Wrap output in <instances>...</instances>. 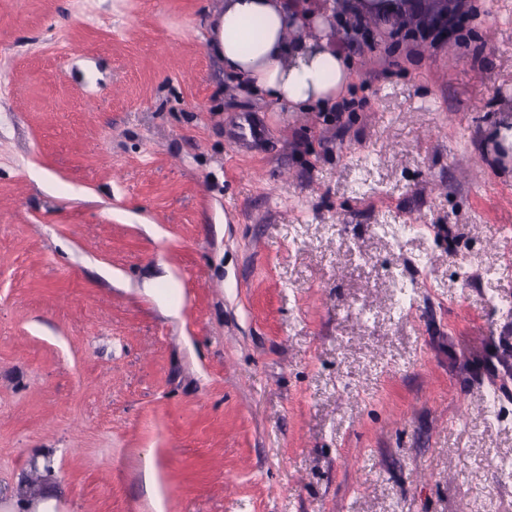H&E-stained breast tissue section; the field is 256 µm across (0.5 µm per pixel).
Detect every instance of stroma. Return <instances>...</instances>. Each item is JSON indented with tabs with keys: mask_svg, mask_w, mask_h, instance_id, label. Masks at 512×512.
I'll list each match as a JSON object with an SVG mask.
<instances>
[{
	"mask_svg": "<svg viewBox=\"0 0 512 512\" xmlns=\"http://www.w3.org/2000/svg\"><path fill=\"white\" fill-rule=\"evenodd\" d=\"M221 2L0 0V512H512V0L342 114Z\"/></svg>",
	"mask_w": 512,
	"mask_h": 512,
	"instance_id": "stroma-1",
	"label": "stroma"
}]
</instances>
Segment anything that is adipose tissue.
<instances>
[{
	"instance_id": "adipose-tissue-1",
	"label": "adipose tissue",
	"mask_w": 512,
	"mask_h": 512,
	"mask_svg": "<svg viewBox=\"0 0 512 512\" xmlns=\"http://www.w3.org/2000/svg\"><path fill=\"white\" fill-rule=\"evenodd\" d=\"M253 22L258 32H251ZM213 32L225 71L277 108L333 103L350 80L343 57L329 45L330 27L286 0H224Z\"/></svg>"
}]
</instances>
